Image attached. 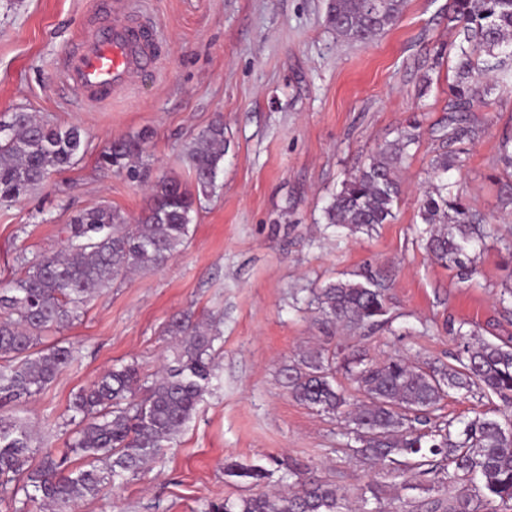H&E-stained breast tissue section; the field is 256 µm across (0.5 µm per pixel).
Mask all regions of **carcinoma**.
Instances as JSON below:
<instances>
[{"label": "carcinoma", "mask_w": 512, "mask_h": 512, "mask_svg": "<svg viewBox=\"0 0 512 512\" xmlns=\"http://www.w3.org/2000/svg\"><path fill=\"white\" fill-rule=\"evenodd\" d=\"M406 0H326L325 22L336 33L367 43L394 25ZM453 19L475 51L512 57V0H453ZM458 80L450 86L448 111L469 112L479 94L482 69L472 52L462 51ZM0 136V203L12 202L42 186L52 172L73 165L87 139L77 126H48L28 112H14ZM416 135L401 132L396 143L345 179L322 210L329 226L350 230L387 224L394 218L400 188L397 172ZM139 135L112 141L103 162L133 181H146ZM226 142L220 118L200 130L186 147L194 188L164 175L150 184L136 223L118 209L100 205L75 215L66 249L31 262L24 274L0 288V407L40 394L74 359L70 346L42 348L44 335L68 325L79 309L133 271L163 268L189 239L202 198L216 189L224 169ZM462 160L436 155V183L426 192L420 217L428 252L464 278L471 257L488 235L469 204L448 196L444 176ZM329 323L365 328L388 322L383 289L372 278H338L316 294ZM166 332L178 338L179 352L152 377L137 366H114L73 401L72 441L62 450L33 446L29 426L0 416V501L26 512H74L95 499L108 481L137 473L156 461L194 416L216 377L214 343L220 331L211 322L173 318ZM456 364L425 369L396 355L364 362L350 353L336 360L317 351L288 367V392L296 401L327 414H346L341 437L370 464L399 471L412 464L433 475L440 494L426 512H512V338L490 341L473 330L457 329ZM342 369L366 397L349 406L336 383ZM494 395L503 420L476 417L439 425L433 422L445 394ZM83 461L71 467V457ZM286 492H259L222 502L206 500L200 512H350L348 500L330 480L301 464L272 460ZM226 475L258 486L273 470L231 464ZM34 493H29L28 487ZM25 498H18L19 493Z\"/></svg>", "instance_id": "cac0c4a2"}]
</instances>
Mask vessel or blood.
Returning a JSON list of instances; mask_svg holds the SVG:
<instances>
[{"mask_svg":"<svg viewBox=\"0 0 512 512\" xmlns=\"http://www.w3.org/2000/svg\"><path fill=\"white\" fill-rule=\"evenodd\" d=\"M161 61L152 17L139 0H119L110 18L91 27L63 58L58 78L81 98L97 104L129 90Z\"/></svg>","mask_w":512,"mask_h":512,"instance_id":"1","label":"vessel or blood"}]
</instances>
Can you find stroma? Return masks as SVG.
I'll use <instances>...</instances> for the list:
<instances>
[{
  "mask_svg": "<svg viewBox=\"0 0 512 512\" xmlns=\"http://www.w3.org/2000/svg\"><path fill=\"white\" fill-rule=\"evenodd\" d=\"M97 0H0V121L30 112L50 125H77L88 148L38 189L0 204V288L24 261L64 248L76 213L106 204L127 217L145 206V184L104 167L112 139L145 134L150 178L188 180L184 151L216 117L224 119V170L199 210L191 237L164 268L132 274L91 300L46 343L72 344L76 358L39 395L1 411L26 418L42 448H63L75 394L116 364L150 375L177 342L165 328L177 314L216 318L222 339L217 378L164 459L104 488L78 512H198L203 501L253 493L224 473L228 463L308 465L350 500L375 488L387 512H424L427 482L364 463L342 444L344 418L294 400L285 371L318 348L381 361L400 355L452 362L450 328L468 322L483 338L512 336V174L500 144L512 138V83L484 75L487 88L464 124L459 195L496 229L460 279L419 236L431 159L444 146L449 87L463 36L449 22L451 0H407L399 20L363 44L328 28L326 0H142L156 20L162 66L105 104H88L55 72L93 19ZM415 128L387 224L357 232L326 227L322 209L357 168ZM370 275L386 289L388 323L347 330L325 322L315 292L337 278Z\"/></svg>",
  "mask_w": 512,
  "mask_h": 512,
  "instance_id": "stroma-1",
  "label": "stroma"
}]
</instances>
